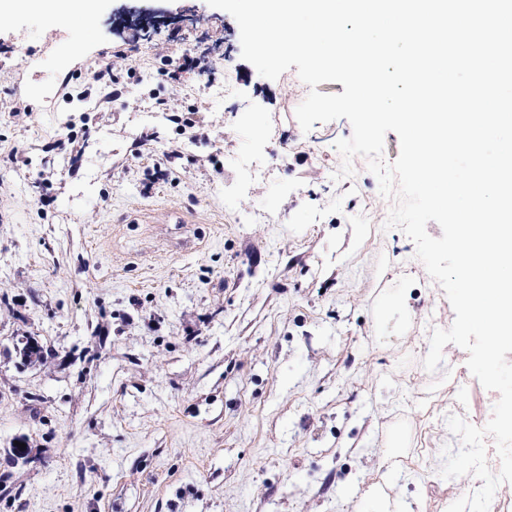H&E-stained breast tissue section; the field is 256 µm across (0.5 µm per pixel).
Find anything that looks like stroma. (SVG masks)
<instances>
[{"label":"stroma","mask_w":512,"mask_h":512,"mask_svg":"<svg viewBox=\"0 0 512 512\" xmlns=\"http://www.w3.org/2000/svg\"><path fill=\"white\" fill-rule=\"evenodd\" d=\"M308 93L206 0L0 14V512H360L374 486L446 512L481 487L441 477L446 419L499 394L457 345L424 368L455 313L366 159L340 176L347 119L301 129Z\"/></svg>","instance_id":"obj_1"}]
</instances>
